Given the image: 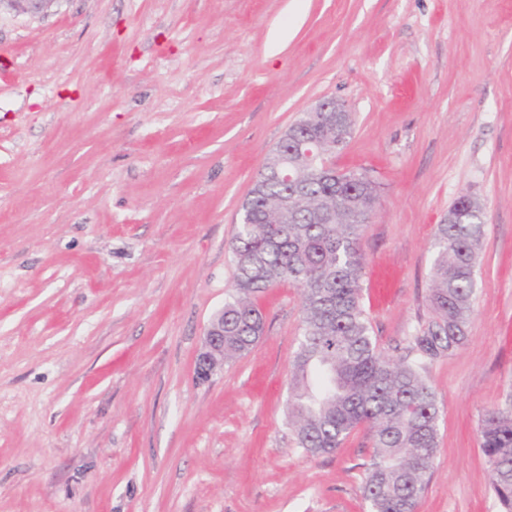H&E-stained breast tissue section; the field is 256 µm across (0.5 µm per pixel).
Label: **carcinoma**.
Returning a JSON list of instances; mask_svg holds the SVG:
<instances>
[{
	"label": "carcinoma",
	"instance_id": "1",
	"mask_svg": "<svg viewBox=\"0 0 512 512\" xmlns=\"http://www.w3.org/2000/svg\"><path fill=\"white\" fill-rule=\"evenodd\" d=\"M299 138L325 150L350 137L352 113L326 125L312 112ZM289 182L269 161L243 205L232 244L235 294L224 302V359L247 352L264 320L251 296L277 283L302 294V334L292 362L288 424L298 447L331 454L363 426L372 454L362 487L370 512H415L433 474L439 406L428 364L461 347L474 311L485 236L481 201L460 195L438 225L426 304L430 318L405 354L379 352L361 306L359 239L374 211L375 183L363 173L326 176L283 143ZM481 450L502 512H512V395L481 420Z\"/></svg>",
	"mask_w": 512,
	"mask_h": 512
}]
</instances>
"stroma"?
I'll list each match as a JSON object with an SVG mask.
<instances>
[{
	"label": "stroma",
	"instance_id": "35a3bbf8",
	"mask_svg": "<svg viewBox=\"0 0 512 512\" xmlns=\"http://www.w3.org/2000/svg\"><path fill=\"white\" fill-rule=\"evenodd\" d=\"M336 98L334 163L378 186L361 304L400 356L455 198L486 224L468 339L416 512H500L478 426L512 394V0H54L0 10V512H368L357 429L287 422L301 296L196 374L234 292L239 210L288 128Z\"/></svg>",
	"mask_w": 512,
	"mask_h": 512
}]
</instances>
